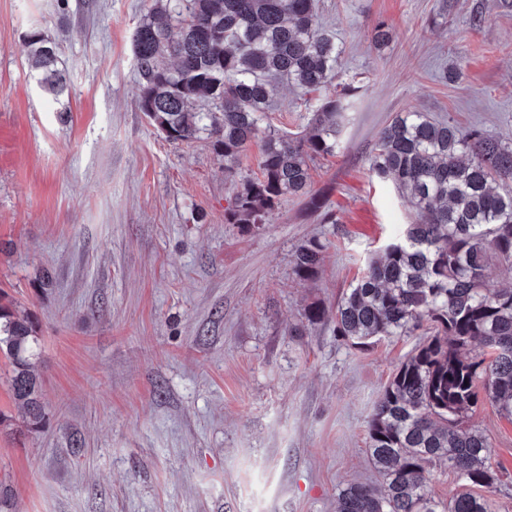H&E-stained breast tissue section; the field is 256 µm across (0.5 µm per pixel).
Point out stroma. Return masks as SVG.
<instances>
[{"label":"stroma","instance_id":"1","mask_svg":"<svg viewBox=\"0 0 512 512\" xmlns=\"http://www.w3.org/2000/svg\"><path fill=\"white\" fill-rule=\"evenodd\" d=\"M144 7L0 0V295L39 338L45 410L42 427L24 422L0 355L6 510L336 512L348 484L380 482L368 421L425 333L359 349L304 310L334 308L412 219L369 170L396 113L512 145V0H318L358 89L346 145L311 166L322 212L287 198L252 230L224 219L236 185L211 140L168 141L137 106ZM35 30L57 44L68 94L28 70ZM321 100L282 86L268 122L305 131ZM313 237L328 248L303 280L293 252ZM469 421L501 478L495 512H512V419L484 399Z\"/></svg>","mask_w":512,"mask_h":512}]
</instances>
